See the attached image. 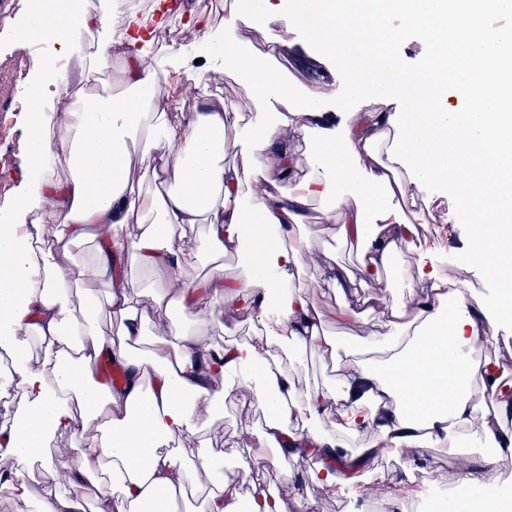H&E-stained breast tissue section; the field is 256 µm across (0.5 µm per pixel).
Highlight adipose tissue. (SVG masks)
I'll list each match as a JSON object with an SVG mask.
<instances>
[{"label": "adipose tissue", "mask_w": 512, "mask_h": 512, "mask_svg": "<svg viewBox=\"0 0 512 512\" xmlns=\"http://www.w3.org/2000/svg\"><path fill=\"white\" fill-rule=\"evenodd\" d=\"M165 7L155 0L152 14L107 16L65 0L49 15L31 11L15 32L21 44L47 39L52 53L30 85L37 109L20 191L0 213V347L16 357L22 398L0 425V457L17 463L0 473V497H25L36 463L50 475L37 512H84L82 499L61 492L64 482L99 489L93 512H184L194 466L214 465L207 415L246 389L268 419L248 430L245 447L315 465L280 493L253 483L246 499L212 481L197 512H239L243 503L248 512H290L311 483L364 498L357 472L377 457L401 458L408 476L439 447L479 455L448 470L451 512H512V499L490 495L512 457V370L483 352L512 325V57L504 53L512 29L482 18L488 10L511 16L512 0H232L219 26L189 13L186 25L205 50L197 67L178 50L154 54L153 14ZM314 14L342 54H380L401 30L426 33L422 70L445 71L458 97L401 67L414 102L404 112L399 95L354 71L340 96L358 109H328L277 67L292 46L288 33ZM109 23L129 48L123 89L70 88L58 62L84 32ZM243 25L283 34L258 54L239 38ZM226 76L247 86L246 98H214L210 83ZM189 88L199 92L195 110L171 116L169 102ZM230 123L239 134L229 143ZM143 182L152 186L144 195L135 190ZM441 196L476 215L466 259L493 284L491 295L470 294L454 267L422 246L424 218ZM315 201L356 265L298 237ZM195 227L204 248L187 238ZM93 237L101 247L76 260L74 247ZM406 249L416 254L409 267L400 263ZM204 253L213 267L197 285L189 270ZM228 253L240 259L231 277L219 262ZM123 254L155 276L154 306L122 283ZM396 277L409 283L401 300L389 296ZM314 283L336 294L338 321L372 312L376 323L339 344L309 300ZM200 294L212 307L251 312L255 335L241 341L228 328L219 346L174 321L173 307ZM105 315L116 332L102 328ZM309 348L331 353L337 374L301 393L295 377ZM103 357L124 370L121 387L94 379ZM74 402L82 418L72 415ZM295 408L305 417L296 427ZM56 435L71 436L79 451V465L63 476L43 453ZM175 437L197 444V464L171 447Z\"/></svg>", "instance_id": "ef3b65f1"}]
</instances>
